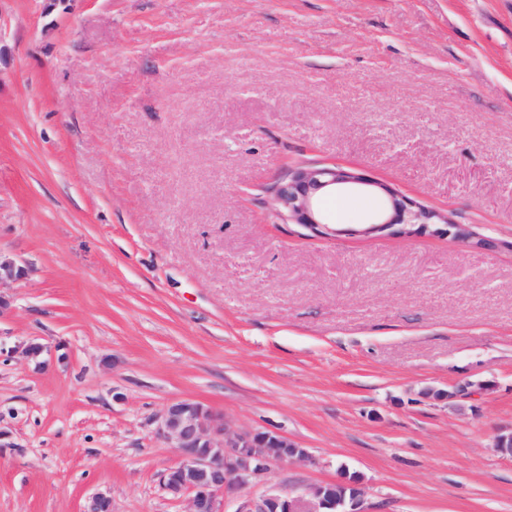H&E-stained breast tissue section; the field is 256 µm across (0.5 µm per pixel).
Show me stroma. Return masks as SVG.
Wrapping results in <instances>:
<instances>
[{"instance_id": "1", "label": "stroma", "mask_w": 512, "mask_h": 512, "mask_svg": "<svg viewBox=\"0 0 512 512\" xmlns=\"http://www.w3.org/2000/svg\"><path fill=\"white\" fill-rule=\"evenodd\" d=\"M332 166L502 246L288 223ZM0 262V512H189L178 399L310 455L229 512H512V0H0ZM351 481H340L313 486L309 493L313 499L312 510L301 509V499L298 496H292L284 490L274 491L262 501L256 512H364L362 509L364 492L345 501L342 496L350 497L353 494H359V488H343L337 485H349ZM336 487V496L331 494ZM340 498V499H339ZM336 499H339L336 502ZM342 508L336 511V507Z\"/></svg>"}]
</instances>
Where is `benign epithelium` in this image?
<instances>
[{
    "label": "benign epithelium",
    "mask_w": 512,
    "mask_h": 512,
    "mask_svg": "<svg viewBox=\"0 0 512 512\" xmlns=\"http://www.w3.org/2000/svg\"><path fill=\"white\" fill-rule=\"evenodd\" d=\"M374 182L342 167H317L288 171V180L278 189L277 200L288 212V220L299 224L321 238H330L339 231L329 227L320 211L322 195L338 190L360 191ZM386 205L371 225L358 230L369 235L402 225L427 230L446 225V235L481 247L480 238L470 229L453 223L438 211L418 204L385 185ZM157 435L173 443L178 461L162 476L161 488L174 498L191 496L190 512H226L224 494L247 485L262 475L270 464L290 458H303L306 451L288 439L268 431L230 434L224 416L192 400L169 404L158 417ZM288 449L283 453L282 449ZM334 483L309 489L313 499L310 512H364L363 496L349 500L331 494ZM256 512H304L301 499L290 493L274 491L262 501Z\"/></svg>",
    "instance_id": "obj_1"
}]
</instances>
